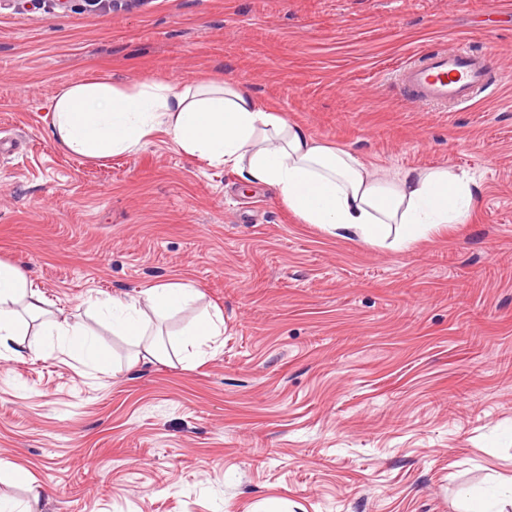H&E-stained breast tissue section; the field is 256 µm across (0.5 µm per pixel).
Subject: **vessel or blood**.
<instances>
[{"label": "vessel or blood", "instance_id": "b4317fda", "mask_svg": "<svg viewBox=\"0 0 512 512\" xmlns=\"http://www.w3.org/2000/svg\"><path fill=\"white\" fill-rule=\"evenodd\" d=\"M401 82L414 99L467 108L478 91L494 89L495 70L487 55L464 45L449 53H428L404 70Z\"/></svg>", "mask_w": 512, "mask_h": 512}]
</instances>
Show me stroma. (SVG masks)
<instances>
[{"label":"stroma","mask_w":512,"mask_h":512,"mask_svg":"<svg viewBox=\"0 0 512 512\" xmlns=\"http://www.w3.org/2000/svg\"><path fill=\"white\" fill-rule=\"evenodd\" d=\"M488 54L467 109L414 102L432 50ZM235 81L370 169L467 173L478 204L396 250L302 223L269 187L164 134L66 153L69 84ZM0 260L113 362L0 359V460L40 512H465L512 477V0H0ZM192 281L174 336L221 312L200 362L132 363L95 306Z\"/></svg>","instance_id":"1"}]
</instances>
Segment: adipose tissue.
<instances>
[{"mask_svg":"<svg viewBox=\"0 0 512 512\" xmlns=\"http://www.w3.org/2000/svg\"><path fill=\"white\" fill-rule=\"evenodd\" d=\"M51 112L53 134L67 153L124 154L162 133L185 152L242 169L249 182L273 188L302 223L344 239L406 250L439 226L465 223L477 204L471 179L444 166L376 175L353 151L326 145L235 83L120 87L93 80L63 87ZM200 297L191 281L172 280L147 288L143 302L116 297L104 307L113 334L136 345V359L163 360L174 347L180 362L191 366L203 346L223 335L221 314H205L164 344L147 334L152 321ZM47 305L20 266L0 261V358L23 357L37 321L62 336L63 354L103 365L105 355L88 331L52 318Z\"/></svg>","mask_w":512,"mask_h":512,"instance_id":"obj_1","label":"adipose tissue"}]
</instances>
